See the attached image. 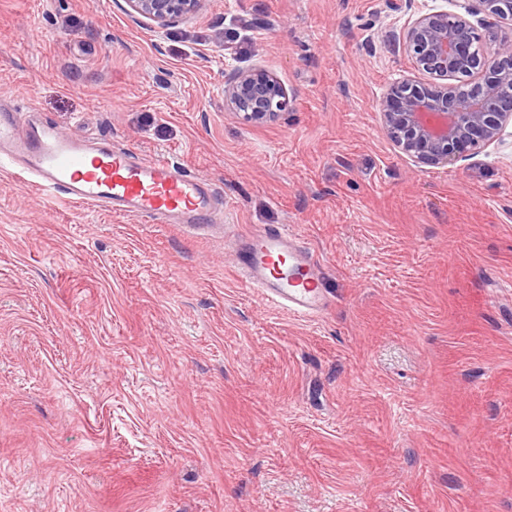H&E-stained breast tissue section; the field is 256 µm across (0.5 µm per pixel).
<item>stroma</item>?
I'll return each mask as SVG.
<instances>
[{"label": "stroma", "mask_w": 512, "mask_h": 512, "mask_svg": "<svg viewBox=\"0 0 512 512\" xmlns=\"http://www.w3.org/2000/svg\"><path fill=\"white\" fill-rule=\"evenodd\" d=\"M0 0V104L213 181L324 269L301 318L196 235L0 172V512H512V127L441 167L384 133L410 19L457 0ZM260 67L294 100L224 110ZM203 0H125L129 12L163 27L171 20L195 14ZM291 107L285 89L262 69H238L224 81V109L245 123L264 124Z\"/></svg>", "instance_id": "stroma-1"}]
</instances>
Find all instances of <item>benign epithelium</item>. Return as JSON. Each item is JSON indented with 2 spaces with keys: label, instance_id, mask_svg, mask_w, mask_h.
I'll list each match as a JSON object with an SVG mask.
<instances>
[{
  "label": "benign epithelium",
  "instance_id": "benign-epithelium-1",
  "mask_svg": "<svg viewBox=\"0 0 512 512\" xmlns=\"http://www.w3.org/2000/svg\"><path fill=\"white\" fill-rule=\"evenodd\" d=\"M129 12L163 27L196 13L202 0H125ZM479 18L446 10L409 21L403 46L429 82L402 77L378 100L389 140L418 164L436 166L500 142L512 124V35L495 41L492 55L478 51V29L512 26V0H478ZM459 71L478 76L468 87ZM292 107V99L266 71L238 69L224 81V109L249 124H264Z\"/></svg>",
  "mask_w": 512,
  "mask_h": 512
}]
</instances>
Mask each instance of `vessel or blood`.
Listing matches in <instances>:
<instances>
[{"instance_id": "vessel-or-blood-1", "label": "vessel or blood", "mask_w": 512, "mask_h": 512, "mask_svg": "<svg viewBox=\"0 0 512 512\" xmlns=\"http://www.w3.org/2000/svg\"><path fill=\"white\" fill-rule=\"evenodd\" d=\"M0 168L48 196L77 204L149 217L187 230L209 226L224 212V194L163 158L146 159L114 146L60 133L48 120L21 119L0 106ZM236 269L268 300L303 316L328 306L322 265L283 228L250 232L231 240Z\"/></svg>"}]
</instances>
